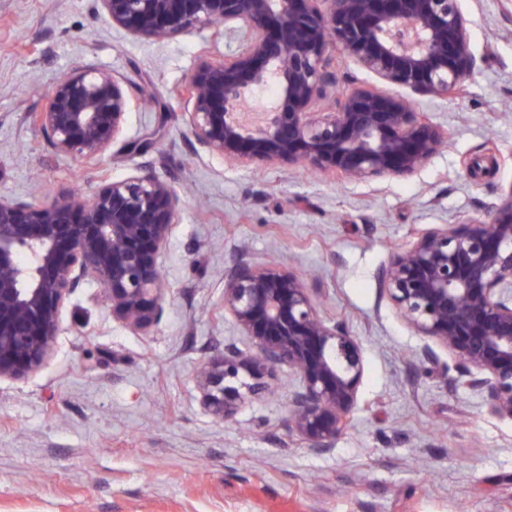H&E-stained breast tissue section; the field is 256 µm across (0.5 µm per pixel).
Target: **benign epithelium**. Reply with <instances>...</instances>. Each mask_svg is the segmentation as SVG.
Instances as JSON below:
<instances>
[{
    "label": "benign epithelium",
    "mask_w": 512,
    "mask_h": 512,
    "mask_svg": "<svg viewBox=\"0 0 512 512\" xmlns=\"http://www.w3.org/2000/svg\"><path fill=\"white\" fill-rule=\"evenodd\" d=\"M110 23L145 40L216 28L238 42L205 57L184 87L194 145L244 166L303 164L351 180L413 175L448 132L412 105L460 96L475 68L460 0H98ZM390 93L339 88L336 57ZM269 109L248 120L255 97ZM132 100L112 73L76 67L50 91L33 124L59 154L95 164L123 139ZM180 199L151 164L99 186L25 200L0 196V378L49 357L70 295L101 289L112 318L139 332L162 311L163 258ZM400 316L448 350L463 385L512 419V191L487 218L440 224L391 251L379 280ZM224 314L249 348L224 347L201 364L202 405L228 422L273 393L278 369L295 377L290 431L331 451L358 406L362 344L322 314L315 289L275 263L240 254L224 272Z\"/></svg>",
    "instance_id": "benign-epithelium-1"
}]
</instances>
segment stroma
Segmentation results:
<instances>
[{
  "label": "stroma",
  "mask_w": 512,
  "mask_h": 512,
  "mask_svg": "<svg viewBox=\"0 0 512 512\" xmlns=\"http://www.w3.org/2000/svg\"><path fill=\"white\" fill-rule=\"evenodd\" d=\"M463 7L476 59L466 91L417 103L448 129L446 145L410 177L340 182L194 151L177 90L201 54L227 52L209 29L147 42L113 27L98 0H0V195H88L152 163L182 200L157 323L132 332L84 285L49 359L0 379V512H512V420L490 413L379 288L392 249L512 192V163L469 167L491 143L512 156V0ZM80 66L135 89L125 136L155 132L148 152L86 166L30 123ZM242 251L304 275L323 314L362 342L359 404L331 452L290 433L287 372L235 422L200 401L199 363L247 345L221 306ZM428 348L437 366L420 364Z\"/></svg>",
  "instance_id": "35a3bbf8"
}]
</instances>
